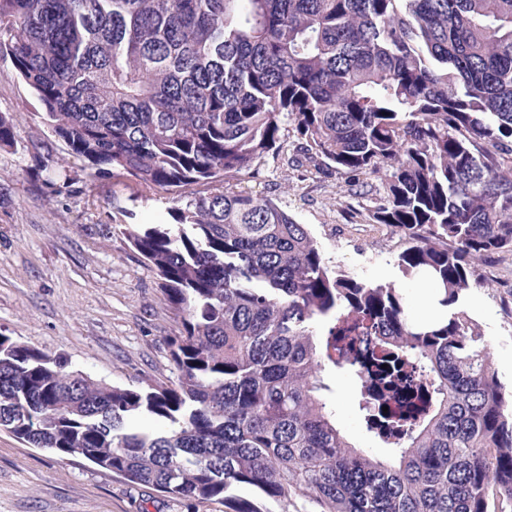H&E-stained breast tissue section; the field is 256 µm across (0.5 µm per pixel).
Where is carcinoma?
Returning a JSON list of instances; mask_svg holds the SVG:
<instances>
[{
    "instance_id": "cac0c4a2",
    "label": "carcinoma",
    "mask_w": 512,
    "mask_h": 512,
    "mask_svg": "<svg viewBox=\"0 0 512 512\" xmlns=\"http://www.w3.org/2000/svg\"><path fill=\"white\" fill-rule=\"evenodd\" d=\"M0 55L72 156L178 194L173 223L125 233L184 313L177 381L149 390L0 336V431L230 512H260L243 485L267 512L512 502V401L461 307L474 261L512 251V0H0ZM291 135L328 171L384 178L372 219L405 234L402 273L438 282L442 319L329 269L238 187ZM343 318L366 323L363 371L331 354ZM330 368L357 377L386 456L349 441Z\"/></svg>"
}]
</instances>
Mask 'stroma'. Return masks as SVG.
<instances>
[{
	"label": "stroma",
	"mask_w": 512,
	"mask_h": 512,
	"mask_svg": "<svg viewBox=\"0 0 512 512\" xmlns=\"http://www.w3.org/2000/svg\"><path fill=\"white\" fill-rule=\"evenodd\" d=\"M38 108L10 58L0 56V113L16 121L13 143L0 146V334L64 355L110 385H169L176 371L168 341L180 331L182 314L123 228L168 223L172 197L123 170L99 172L70 156L36 118ZM243 185L278 199L307 225L332 270L366 284H395L412 318L423 319V290L397 266L403 233L372 220L383 180L295 159L287 141ZM474 271L480 285L470 289L465 307L511 392L512 252L486 255ZM327 381L351 441L385 455L365 429L355 377L333 369ZM0 512H224V504L178 500L0 431Z\"/></svg>",
	"instance_id": "1"
}]
</instances>
